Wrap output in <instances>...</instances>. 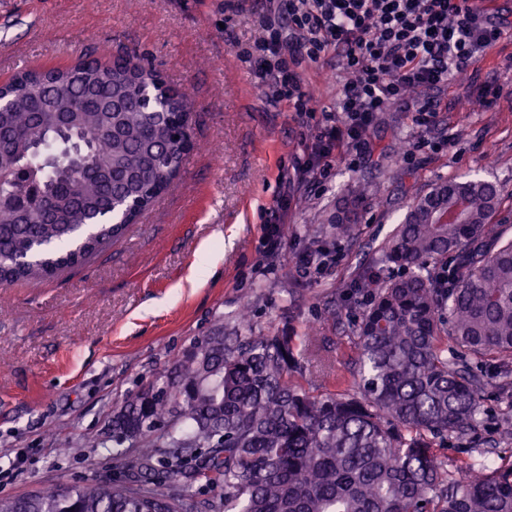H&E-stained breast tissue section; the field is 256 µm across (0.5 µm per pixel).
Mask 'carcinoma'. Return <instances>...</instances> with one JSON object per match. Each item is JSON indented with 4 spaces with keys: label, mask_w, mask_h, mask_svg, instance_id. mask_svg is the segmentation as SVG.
Here are the masks:
<instances>
[{
    "label": "carcinoma",
    "mask_w": 512,
    "mask_h": 512,
    "mask_svg": "<svg viewBox=\"0 0 512 512\" xmlns=\"http://www.w3.org/2000/svg\"><path fill=\"white\" fill-rule=\"evenodd\" d=\"M0 168H23L44 206H0V285L54 276L121 237L168 188L186 153L184 92L134 54L30 70L3 88ZM500 188L453 179L416 197L347 297L359 394L299 381L307 336L194 339L174 372L112 420L137 476L0 497V512H512V460L459 470L435 447L476 431L482 397L512 375V239ZM453 259L440 276L428 263ZM398 269L384 275V267ZM497 362L489 377L480 367ZM161 466L169 481L149 475Z\"/></svg>",
    "instance_id": "1"
}]
</instances>
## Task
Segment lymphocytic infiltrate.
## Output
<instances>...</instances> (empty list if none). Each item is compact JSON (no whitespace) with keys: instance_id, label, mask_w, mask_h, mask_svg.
<instances>
[{"instance_id":"lymphocytic-infiltrate-1","label":"lymphocytic infiltrate","mask_w":512,"mask_h":512,"mask_svg":"<svg viewBox=\"0 0 512 512\" xmlns=\"http://www.w3.org/2000/svg\"><path fill=\"white\" fill-rule=\"evenodd\" d=\"M261 35L238 48L275 102L314 111L303 65L336 55L346 80L335 110L309 143L311 176L339 157L363 158L378 113L410 105L417 125L434 126L452 80L503 37L508 24L472 0H265L254 12Z\"/></svg>"}]
</instances>
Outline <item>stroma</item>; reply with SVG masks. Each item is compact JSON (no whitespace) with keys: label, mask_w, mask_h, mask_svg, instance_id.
Returning a JSON list of instances; mask_svg holds the SVG:
<instances>
[{"label":"stroma","mask_w":512,"mask_h":512,"mask_svg":"<svg viewBox=\"0 0 512 512\" xmlns=\"http://www.w3.org/2000/svg\"><path fill=\"white\" fill-rule=\"evenodd\" d=\"M225 0H0V82L24 69L133 52L185 91L194 148L167 190L125 234L84 264L44 280L0 288V497L41 485L124 480L113 456L112 417L122 401L170 373L197 337L238 325L250 304L254 335H314L325 342L307 379L314 392L352 389L350 319L331 310L361 262L391 236L416 196L461 176L502 191L494 222L512 238V43L500 42L477 74L455 78L437 127L416 126L400 106L378 113L369 156L341 160L325 178L299 173L306 142L334 109L337 62L303 67L317 106L304 115L271 101L235 47L259 30L252 11ZM494 81L505 97L472 106L474 84ZM428 147L416 149L418 139ZM360 188L359 221L337 235L336 211ZM287 198L288 234L268 251L270 211ZM329 250L323 270L296 258ZM512 396L484 393L477 435L438 452L448 471L467 450L512 457L499 429Z\"/></svg>","instance_id":"35a3bbf8"}]
</instances>
